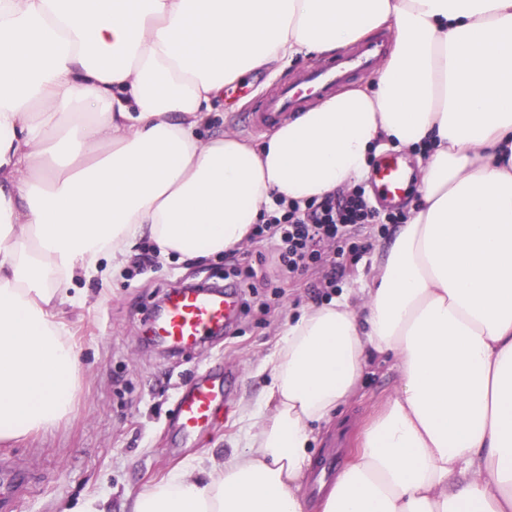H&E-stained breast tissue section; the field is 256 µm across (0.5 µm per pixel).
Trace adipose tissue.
<instances>
[{"mask_svg": "<svg viewBox=\"0 0 512 512\" xmlns=\"http://www.w3.org/2000/svg\"><path fill=\"white\" fill-rule=\"evenodd\" d=\"M384 28L368 84L259 143L200 136L226 85ZM391 147L419 151L421 197L370 287L288 324L243 447L130 512H306L314 427L377 355L398 387L319 512H512V0H0V441L72 410L77 274L146 234L234 249L276 199L352 188Z\"/></svg>", "mask_w": 512, "mask_h": 512, "instance_id": "1", "label": "adipose tissue"}]
</instances>
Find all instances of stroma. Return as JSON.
Instances as JSON below:
<instances>
[{"instance_id": "35a3bbf8", "label": "stroma", "mask_w": 512, "mask_h": 512, "mask_svg": "<svg viewBox=\"0 0 512 512\" xmlns=\"http://www.w3.org/2000/svg\"><path fill=\"white\" fill-rule=\"evenodd\" d=\"M312 65V59H296L278 75L251 74L242 92L225 93L223 107L201 128V136L234 131L232 113L276 81ZM150 247V240H141L108 282L96 276L77 279L74 286L85 295V304L61 308L59 318L78 354L80 382L67 418L25 440L0 443V458L28 459L40 473L17 512H126L130 496L156 486L188 460L241 445L246 430L266 410L269 362L283 330L322 302L310 279L280 277L269 245L246 243L243 249L251 257L266 255L262 271L277 279L280 299L258 295L235 332L194 353L170 354L143 338L151 307L180 283H223L224 257L159 255L153 264L136 267V258ZM227 369L238 383L218 426L182 438L171 420L179 388L197 373L220 375ZM397 378L389 357L364 373L338 417L319 432L313 451L320 468H343L360 427L382 408Z\"/></svg>"}]
</instances>
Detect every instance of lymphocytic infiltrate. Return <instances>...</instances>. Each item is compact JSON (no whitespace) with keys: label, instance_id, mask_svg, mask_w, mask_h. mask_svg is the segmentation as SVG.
Segmentation results:
<instances>
[{"label":"lymphocytic infiltrate","instance_id":"lymphocytic-infiltrate-1","mask_svg":"<svg viewBox=\"0 0 512 512\" xmlns=\"http://www.w3.org/2000/svg\"><path fill=\"white\" fill-rule=\"evenodd\" d=\"M401 220L400 214L373 206L360 188L348 196L330 194L278 206L255 225L252 238L270 244L281 271L313 277L314 287L334 289L346 262L366 252L374 228Z\"/></svg>","mask_w":512,"mask_h":512}]
</instances>
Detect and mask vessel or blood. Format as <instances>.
<instances>
[{"label":"vessel or blood","mask_w":512,"mask_h":512,"mask_svg":"<svg viewBox=\"0 0 512 512\" xmlns=\"http://www.w3.org/2000/svg\"><path fill=\"white\" fill-rule=\"evenodd\" d=\"M383 38L359 43L336 60L304 70L278 85L250 111L242 113L237 124L259 132L277 123L307 103L332 94L355 75H373L386 53ZM378 199L396 203L409 194V174L401 156L385 153L370 178ZM240 305L235 290L207 286L172 290L149 322L154 345L167 350H193L223 335ZM231 399L228 385L219 384L209 373L193 377L176 400L174 422L183 437L192 438L213 429L225 403ZM28 489L27 468L18 461L0 460V512H15L17 502Z\"/></svg>","instance_id":"vessel-or-blood-1"}]
</instances>
